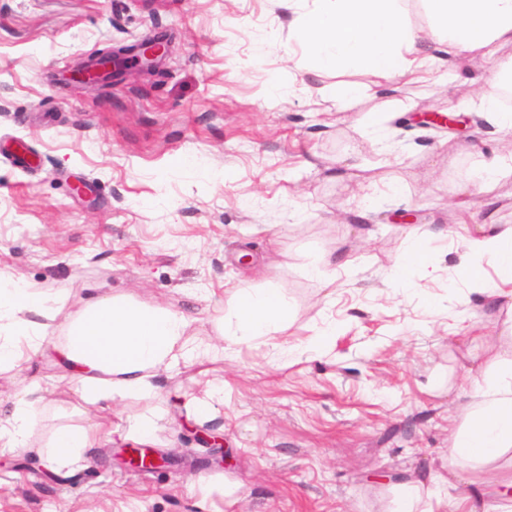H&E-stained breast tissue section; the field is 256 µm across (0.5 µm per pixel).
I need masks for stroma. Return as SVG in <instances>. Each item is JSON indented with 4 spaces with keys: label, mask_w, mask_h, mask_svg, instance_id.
<instances>
[{
    "label": "stroma",
    "mask_w": 512,
    "mask_h": 512,
    "mask_svg": "<svg viewBox=\"0 0 512 512\" xmlns=\"http://www.w3.org/2000/svg\"><path fill=\"white\" fill-rule=\"evenodd\" d=\"M312 7L0 0V274L64 298L41 350L0 369L2 413L44 389L26 446L0 455V512H394L406 486L447 475L460 386L512 348V308L481 304L455 267L459 225L512 226V176L459 194L506 149L473 120L498 89L468 53L337 103V82L371 78L308 71L295 30ZM159 35L157 76L68 85L77 62ZM451 97L468 104L457 124L428 123ZM413 227L435 273L397 283ZM325 259L329 288L312 272ZM242 288L281 289L288 325L229 347ZM93 297L178 311L202 347L158 369L152 396L87 405L51 381ZM214 386L223 401L196 421ZM97 421L111 438L51 472L40 449L54 431ZM202 429L223 447L200 444ZM129 446L179 463L125 470L110 452Z\"/></svg>",
    "instance_id": "35a3bbf8"
}]
</instances>
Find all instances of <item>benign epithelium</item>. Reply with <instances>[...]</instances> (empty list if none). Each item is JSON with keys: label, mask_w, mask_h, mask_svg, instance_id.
Wrapping results in <instances>:
<instances>
[{"label": "benign epithelium", "mask_w": 512, "mask_h": 512, "mask_svg": "<svg viewBox=\"0 0 512 512\" xmlns=\"http://www.w3.org/2000/svg\"><path fill=\"white\" fill-rule=\"evenodd\" d=\"M168 51V43L158 38L142 41L131 49L111 48L96 55L90 63L79 65L70 74V81L95 85L105 76L120 75L130 67L155 74L157 59ZM121 464L129 469L153 472L171 464V459L151 448H126L121 454Z\"/></svg>", "instance_id": "benign-epithelium-1"}]
</instances>
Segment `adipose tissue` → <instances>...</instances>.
<instances>
[{"instance_id":"adipose-tissue-1","label":"adipose tissue","mask_w":512,"mask_h":512,"mask_svg":"<svg viewBox=\"0 0 512 512\" xmlns=\"http://www.w3.org/2000/svg\"><path fill=\"white\" fill-rule=\"evenodd\" d=\"M317 8L296 36L308 51L314 69H352L379 83L413 76L434 63L464 53L481 52L493 82L512 86V63L498 61L501 46L512 44V0H421L431 17L428 27L414 25L408 0H315ZM464 248L458 267L468 280L481 284L472 256L490 255L512 277V227L461 225ZM63 298L30 283L0 275V367L13 366L25 350L39 349L49 321ZM288 317V301L278 288H244L237 294L235 320L225 327L228 344L265 338L280 331ZM187 322L174 310L146 307L96 297L56 352L65 372L60 384L74 388L91 405L114 396L147 397L156 387L154 371L172 366L193 352L185 336ZM467 400V420L450 442L451 459L466 474L477 494L449 510L441 487L420 492L407 489L399 512H512V353L496 355L475 389H460ZM38 390L19 396L6 418H0V453L23 446L37 427ZM109 426H64L51 437L45 454L51 468L81 458L88 448L110 436Z\"/></svg>"}]
</instances>
